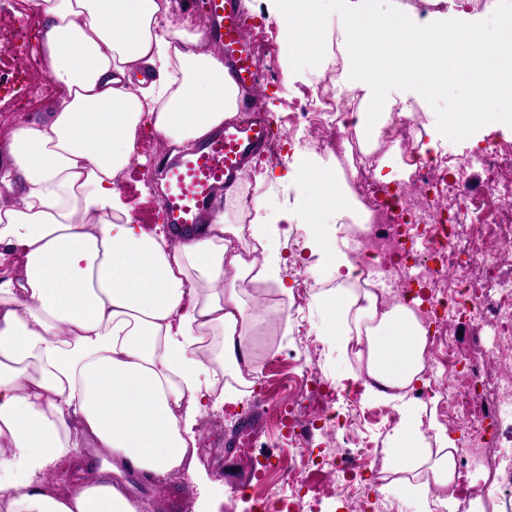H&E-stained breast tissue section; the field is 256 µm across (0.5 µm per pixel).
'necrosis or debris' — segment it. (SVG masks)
<instances>
[{"mask_svg":"<svg viewBox=\"0 0 512 512\" xmlns=\"http://www.w3.org/2000/svg\"><path fill=\"white\" fill-rule=\"evenodd\" d=\"M10 15L0 34V59L8 58L13 94L28 99L40 85V62L30 38L34 14L21 0H0V15ZM327 65L313 91L294 101L289 129H302L305 143L330 149L347 172V181L362 209L351 223L347 252L371 281L380 303L410 302L419 297L415 314L430 328L424 357L426 386L420 398L438 401L449 432L457 436L453 452L457 470L491 466L490 482L474 488L471 499L488 512H512V448L487 452L490 438L512 437V372L488 386L487 363H512V279L498 275L506 250L512 249V141L495 140L469 157L444 154L424 159L417 151L414 119L384 129L375 146L362 148L360 136L343 106L350 93L341 81L342 47L338 33L327 36ZM398 149L408 166L409 191L385 188L368 172L390 149ZM479 167L487 181L485 196L470 188L469 170ZM470 227L469 244L459 247L456 227ZM465 319L476 329L493 328L491 350L460 351L448 330ZM358 385L346 387V416L288 398V445L295 458L280 466V479L267 493L254 497L252 512H314L301 493L303 473L318 433L340 435L338 448L322 457L327 487L337 492L347 512H398L380 492L383 448L372 438L378 424L397 425L393 406L365 408L357 401ZM369 481H362V473Z\"/></svg>","mask_w":512,"mask_h":512,"instance_id":"obj_1","label":"necrosis or debris"}]
</instances>
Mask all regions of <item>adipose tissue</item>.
<instances>
[{
  "label": "adipose tissue",
  "mask_w": 512,
  "mask_h": 512,
  "mask_svg": "<svg viewBox=\"0 0 512 512\" xmlns=\"http://www.w3.org/2000/svg\"><path fill=\"white\" fill-rule=\"evenodd\" d=\"M30 3L63 94L47 120L15 128L0 161V251L22 267L0 274V512H143L120 475L192 468L196 421L236 403L222 379L240 377L262 321L224 285L239 233L226 214L178 243L137 224L114 180L139 127L178 150L234 118L242 93L169 0ZM300 170L308 188L283 219L307 228L312 275L339 280L316 304L338 347L356 329L366 394L393 398L421 381L427 331L408 305L378 308L358 287L336 238L352 216L343 174L310 158ZM327 210L334 223H318ZM385 453L392 472L455 482L452 453H427L415 405ZM74 459L97 473L61 492L53 475Z\"/></svg>",
  "instance_id": "obj_1"
}]
</instances>
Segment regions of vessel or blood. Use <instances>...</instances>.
Wrapping results in <instances>:
<instances>
[{"instance_id":"vessel-or-blood-1","label":"vessel or blood","mask_w":512,"mask_h":512,"mask_svg":"<svg viewBox=\"0 0 512 512\" xmlns=\"http://www.w3.org/2000/svg\"><path fill=\"white\" fill-rule=\"evenodd\" d=\"M210 41L221 53L236 84L243 89L259 87L258 65L250 50L238 0H206ZM240 118L203 142L181 150L164 168L165 212L178 240L195 239L216 210L227 184L270 139L266 120L255 117V99L243 100ZM262 426L261 415L241 421L228 444L237 455L255 448Z\"/></svg>"}]
</instances>
